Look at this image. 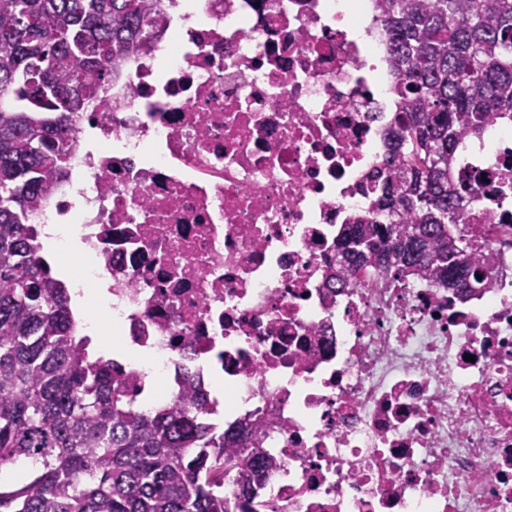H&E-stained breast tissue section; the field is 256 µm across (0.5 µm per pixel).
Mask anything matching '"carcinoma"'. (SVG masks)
Returning <instances> with one entry per match:
<instances>
[{
    "instance_id": "carcinoma-1",
    "label": "carcinoma",
    "mask_w": 512,
    "mask_h": 512,
    "mask_svg": "<svg viewBox=\"0 0 512 512\" xmlns=\"http://www.w3.org/2000/svg\"><path fill=\"white\" fill-rule=\"evenodd\" d=\"M400 115L376 212L336 239L346 271L373 264L459 288L484 262L449 225L466 187L451 179L460 139L512 117V0H377ZM149 0H0V462L33 459L0 482V512H249L270 459L248 425L220 430L191 387L137 412L126 381L93 362L65 283L41 258L27 210L62 176L71 116L102 101L112 60L148 48ZM239 492L224 496V479Z\"/></svg>"
}]
</instances>
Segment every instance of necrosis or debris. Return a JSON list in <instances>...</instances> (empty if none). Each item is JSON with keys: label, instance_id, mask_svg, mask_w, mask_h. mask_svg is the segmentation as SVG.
<instances>
[{"label": "necrosis or debris", "instance_id": "obj_1", "mask_svg": "<svg viewBox=\"0 0 512 512\" xmlns=\"http://www.w3.org/2000/svg\"><path fill=\"white\" fill-rule=\"evenodd\" d=\"M389 59L375 0H161L28 221L105 283L135 410L191 386L216 426L258 427L277 512H512V121L455 165L487 287L328 284L392 153Z\"/></svg>", "mask_w": 512, "mask_h": 512}]
</instances>
